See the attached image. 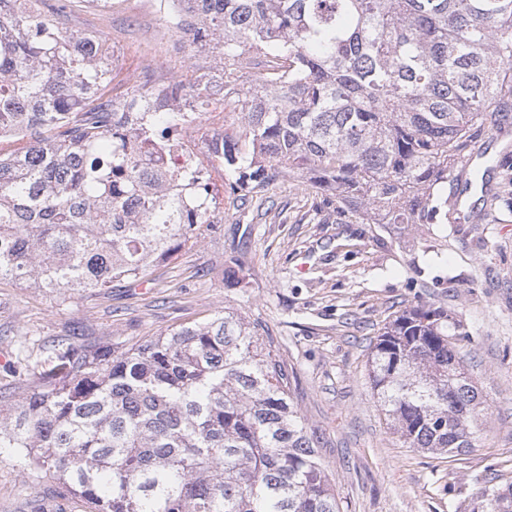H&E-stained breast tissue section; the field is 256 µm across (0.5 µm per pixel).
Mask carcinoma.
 I'll use <instances>...</instances> for the list:
<instances>
[{
    "label": "carcinoma",
    "instance_id": "carcinoma-1",
    "mask_svg": "<svg viewBox=\"0 0 512 512\" xmlns=\"http://www.w3.org/2000/svg\"><path fill=\"white\" fill-rule=\"evenodd\" d=\"M0 0V278L71 297L144 282L296 171L363 224H446L458 165L512 122V0H169L218 62L111 99L112 52L57 22L67 0ZM238 130H181L212 88ZM442 307L371 348L384 415L411 448L463 455L486 417ZM283 364L228 309L122 351L59 338L0 396V455L90 512H338ZM478 512H512L493 478Z\"/></svg>",
    "mask_w": 512,
    "mask_h": 512
}]
</instances>
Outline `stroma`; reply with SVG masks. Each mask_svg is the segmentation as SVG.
Here are the masks:
<instances>
[{"mask_svg":"<svg viewBox=\"0 0 512 512\" xmlns=\"http://www.w3.org/2000/svg\"><path fill=\"white\" fill-rule=\"evenodd\" d=\"M63 27L94 32L123 63L107 89L123 97L150 84L153 55L210 64L183 34L121 5L111 13L71 0ZM475 166L489 190L512 193V127ZM240 258L241 266L231 265ZM434 304L459 325L457 347L489 405L475 448L452 457L404 445L369 377L371 346L406 308ZM240 314L283 362L294 401L320 438L339 512H471L486 477L512 480V211L480 223L363 224L337 211L294 173L245 209L219 204L197 243L157 267L149 284L113 283L64 299L0 279V394L18 395L44 349L72 334L121 351L223 309ZM0 512H87L54 479L0 456Z\"/></svg>","mask_w":512,"mask_h":512,"instance_id":"1","label":"stroma"}]
</instances>
